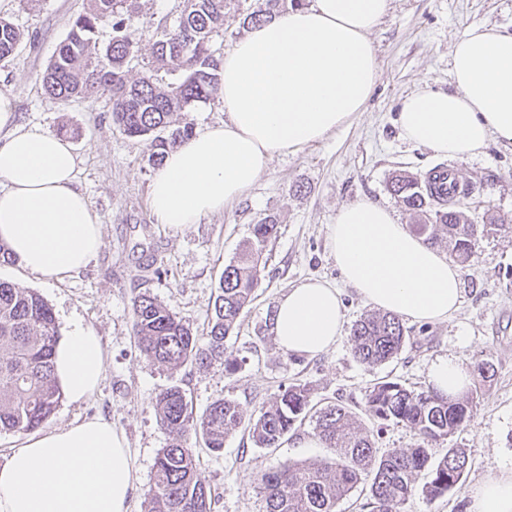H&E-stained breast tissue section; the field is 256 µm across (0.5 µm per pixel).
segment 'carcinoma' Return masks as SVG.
<instances>
[{
  "instance_id": "carcinoma-1",
  "label": "carcinoma",
  "mask_w": 512,
  "mask_h": 512,
  "mask_svg": "<svg viewBox=\"0 0 512 512\" xmlns=\"http://www.w3.org/2000/svg\"><path fill=\"white\" fill-rule=\"evenodd\" d=\"M87 10L74 19L41 76V86L52 99L67 102L89 89L106 91L112 99V120L130 138L148 141V162L160 167L175 147L193 134L189 122L176 115L219 94L223 58L217 38L224 37V22L236 0H182L174 18L152 22L155 42L152 61L134 80L129 74L139 64L137 0H89ZM305 0H254L242 26L267 22ZM109 25L112 38L97 56L91 42L98 28ZM25 34L0 17V61L12 58ZM182 71V78L162 87L159 73ZM390 193L418 219L417 231L431 244H453L457 262L470 264L476 249L478 225L462 208L473 187L465 184L447 196L439 175L418 179L395 175ZM278 224L268 218L252 225L251 238L238 256L224 266L215 298L209 331L200 341L191 329L149 293L132 301L134 343L141 354L170 370L222 361L227 369L235 360L224 342L240 311L252 300L261 281V256L277 236ZM407 339L399 316L363 315L352 328L355 357L368 366L394 358ZM58 331L52 309L37 292L0 281V432L28 433L44 425L59 407L63 391L54 377L53 355ZM494 375L488 362L477 364L476 377L465 394L450 399L434 389L417 391L389 379L366 391L363 413L382 425L396 422L416 436L405 450L376 448L359 416L342 403L321 407L312 403L309 389L300 384L285 388L272 405L255 418H245L239 404L220 398L195 418L185 390L170 386L156 397L162 425L173 444L157 455L153 484L146 493L145 512H212V497L199 463V455L184 446L193 432L202 436L207 450L224 448L231 430L248 421L259 448H277L300 427L315 418V435L335 451L331 462L283 463L260 475L266 512H337L340 502L359 484L368 485L370 512H399L416 490L437 499L462 486L468 459L460 448L448 449L432 461L429 447L448 439L471 418L474 399L483 382ZM429 471L430 480L417 487L418 477Z\"/></svg>"
}]
</instances>
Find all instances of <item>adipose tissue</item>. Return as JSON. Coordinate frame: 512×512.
Returning <instances> with one entry per match:
<instances>
[{
    "label": "adipose tissue",
    "instance_id": "obj_1",
    "mask_svg": "<svg viewBox=\"0 0 512 512\" xmlns=\"http://www.w3.org/2000/svg\"><path fill=\"white\" fill-rule=\"evenodd\" d=\"M391 0H310L252 27L224 53L223 122L170 152L150 188L159 223L180 229L223 211L274 156L319 141L363 111L378 79L370 33ZM448 92L406 97L404 137L435 153L467 158L489 140L512 145V30L471 29L453 48ZM69 142L18 123L0 92V241L26 270L58 281L101 248L100 226L75 186ZM327 246L366 305L416 323L452 319L461 304L457 265L367 199L342 206ZM342 330L335 283L308 279L276 302L272 333L286 354L316 356ZM104 370L98 336L77 327L58 344L55 376L71 401L93 394ZM434 390L454 396L471 384L454 357L433 362ZM136 480L121 433L105 418L28 439L0 465V512H130ZM468 512H512V473L469 492Z\"/></svg>",
    "mask_w": 512,
    "mask_h": 512
}]
</instances>
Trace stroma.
<instances>
[{
  "mask_svg": "<svg viewBox=\"0 0 512 512\" xmlns=\"http://www.w3.org/2000/svg\"><path fill=\"white\" fill-rule=\"evenodd\" d=\"M86 4L0 0V17L25 33L14 58L0 65V91L14 98L20 123L70 142L77 155L76 185L103 239L87 266L59 281H42L16 260L0 263L1 281L34 290L48 302L60 335L78 325L100 336L104 348L105 370L97 390L79 402L63 399L44 432L84 418L110 420L126 440L137 475L132 512H144L157 454L172 442L155 408L157 394L168 386L185 389L197 417L222 397L247 414H258L293 383L307 385L315 403L339 401L358 412L378 378L422 390L438 357H456L468 369L487 361L495 373L475 399L470 421L431 449L435 457L449 447L466 451L469 466L462 488L433 501L416 493L402 506V512H468L473 486L512 472V233L479 238L473 265L461 271L455 317L437 324L407 323L403 349L384 364L370 367L353 355L351 329L367 306L350 287L342 289L341 335L318 356L285 354L271 326L275 303L289 288L308 278L340 283L327 246V227L335 223L340 207L367 198L414 227L413 215L387 190L396 173L421 177L436 166L446 167L475 188L464 202L472 223L512 219V145L493 141L478 156L452 159L406 140L397 122L407 96L450 89L451 53L464 33L481 25L512 28V0H391L389 13L371 35L378 79L364 111L324 140L276 156L224 212L179 230L153 216L149 187L155 170L148 162V143L126 137L113 124L107 96L92 92L63 104L41 88L42 71ZM266 217L277 221L279 232L265 248L256 297L226 339L236 370L225 371L216 363L169 371L142 355L131 333L133 297L150 293L194 334L204 335L225 265L249 239L252 224ZM312 431L308 423L292 441L259 448L242 425L228 434L218 453L208 452L201 437L188 434L185 444L199 451L212 512H265L261 473L283 462L332 457V449L321 444L293 447V440L302 442Z\"/></svg>",
  "mask_w": 512,
  "mask_h": 512,
  "instance_id": "35a3bbf8",
  "label": "stroma"
}]
</instances>
